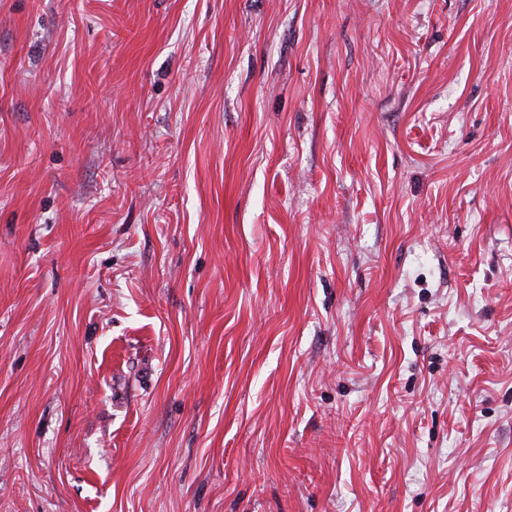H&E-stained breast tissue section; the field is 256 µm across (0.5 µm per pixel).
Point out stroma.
Listing matches in <instances>:
<instances>
[{"label": "stroma", "instance_id": "obj_1", "mask_svg": "<svg viewBox=\"0 0 512 512\" xmlns=\"http://www.w3.org/2000/svg\"><path fill=\"white\" fill-rule=\"evenodd\" d=\"M0 512H512V0H0Z\"/></svg>", "mask_w": 512, "mask_h": 512}]
</instances>
